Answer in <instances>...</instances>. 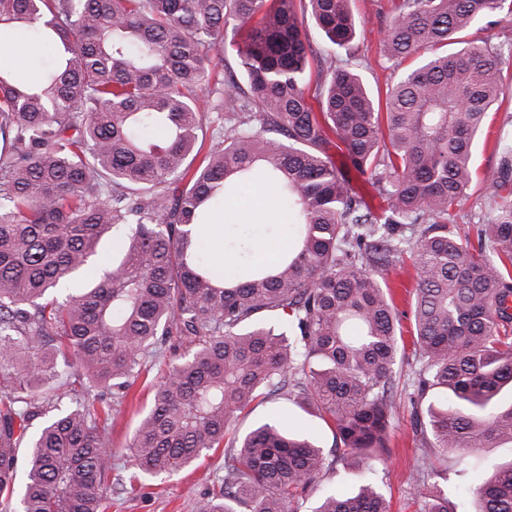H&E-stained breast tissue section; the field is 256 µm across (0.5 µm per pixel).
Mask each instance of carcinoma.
<instances>
[{"mask_svg":"<svg viewBox=\"0 0 512 512\" xmlns=\"http://www.w3.org/2000/svg\"><path fill=\"white\" fill-rule=\"evenodd\" d=\"M499 0H395L384 45L402 62L457 43ZM329 42L355 37L351 0H308ZM22 29L55 44L37 77L0 68V509L106 512L112 484L173 475L224 449V477L197 512H297L329 461L271 419L228 435L277 396L311 408L344 458L382 456L405 351L381 273L413 257L417 396L444 450L512 446V144L483 177L493 216L476 237L452 210L501 89V47L427 56L385 100L350 68L310 89L296 0H0V45ZM247 86L216 83L224 136L201 161L198 92L224 34ZM319 111H314L311 100ZM378 187L377 213L331 159ZM263 183L291 241L268 262L219 273L203 256L212 215ZM129 226L92 280L113 227ZM408 226V246L398 227ZM185 350L154 385L127 479H112V396L173 337ZM43 419L34 425L37 419ZM26 448L23 480L18 452ZM408 479L425 512L448 497ZM477 512H512V462L477 488ZM315 512H387L369 484Z\"/></svg>","mask_w":512,"mask_h":512,"instance_id":"cac0c4a2","label":"carcinoma"}]
</instances>
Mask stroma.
Wrapping results in <instances>:
<instances>
[{"instance_id": "obj_1", "label": "stroma", "mask_w": 512, "mask_h": 512, "mask_svg": "<svg viewBox=\"0 0 512 512\" xmlns=\"http://www.w3.org/2000/svg\"><path fill=\"white\" fill-rule=\"evenodd\" d=\"M391 0H353L356 35L350 50L332 47L311 16H302V27L315 56L310 80L325 78L328 66H351L365 80L371 91H382L393 85L402 71L413 68L417 60L409 58L402 66L388 62L383 52V40L391 20ZM512 142V55L502 58V90L499 101L492 106L473 151V166L477 173L497 167L500 159L498 142ZM173 351L149 361L146 369L131 388L128 398L114 408L112 426V461L118 473L129 474L130 445L137 424L138 410L148 407L152 386L165 374L174 360ZM279 416L290 431L302 432L315 439L321 447L335 446L331 429L305 407L281 400L269 399L255 404L235 421L238 434L250 431L256 423ZM424 407L404 398L393 416L388 436V456L360 460L341 459L318 477L320 489H333L344 494L357 492L365 480H372L388 503L389 512H424L425 500L416 487L408 484L407 474L422 465L439 475L438 489L454 504H463L466 512L477 506L476 487L481 474H471L467 481L471 490L463 492V481L456 475L458 461L466 449L444 452L435 448L430 432L426 431ZM223 453L204 456L183 472L173 476L148 478L145 486L130 493L113 497L108 512H196L197 500L212 488L221 476Z\"/></svg>"}]
</instances>
